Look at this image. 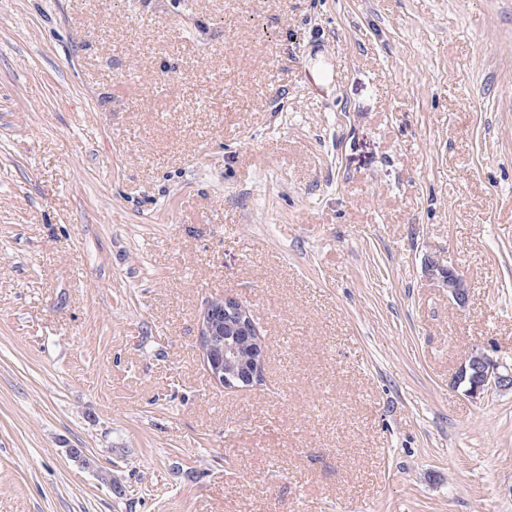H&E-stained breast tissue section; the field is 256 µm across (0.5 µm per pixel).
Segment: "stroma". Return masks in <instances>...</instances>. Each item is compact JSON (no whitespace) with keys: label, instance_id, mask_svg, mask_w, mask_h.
Listing matches in <instances>:
<instances>
[{"label":"stroma","instance_id":"stroma-1","mask_svg":"<svg viewBox=\"0 0 512 512\" xmlns=\"http://www.w3.org/2000/svg\"><path fill=\"white\" fill-rule=\"evenodd\" d=\"M475 348L512 362V0H0V512H512ZM429 271L438 277L444 288H448V297L459 308H464L468 302L469 288L458 268L452 263H448V267L431 264ZM219 305L224 309L221 313L229 316L230 320L227 324H247L253 330L251 342L254 347H258L261 355L263 354L262 340L260 337L259 329L250 313V310L237 298L226 295L221 298L211 300L198 320V338L202 351L204 352V359L206 361L209 373L214 381L224 385L227 389H244L249 388L252 381V373L246 372L241 374L235 371H224V363L217 359L216 353L220 350V343L215 336H218L219 331L213 325L211 320L212 310L211 307ZM240 382L244 385H240ZM450 385L471 399L483 398L485 393L494 391H512V365L476 348L464 358Z\"/></svg>","mask_w":512,"mask_h":512}]
</instances>
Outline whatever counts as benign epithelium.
Instances as JSON below:
<instances>
[{
	"label": "benign epithelium",
	"mask_w": 512,
	"mask_h": 512,
	"mask_svg": "<svg viewBox=\"0 0 512 512\" xmlns=\"http://www.w3.org/2000/svg\"><path fill=\"white\" fill-rule=\"evenodd\" d=\"M432 275L438 277L443 287L448 289V297L460 308L466 306L469 288L458 268L450 263L446 266H430ZM218 305L229 316V323L247 324L253 330L251 342L255 347H262L259 329L250 310L237 298L226 295L210 301L198 320V338L209 373L214 381L226 389L249 387L252 373L241 374L224 370L223 361L217 359L220 350L217 341L218 329L211 320V307ZM450 385L455 390L472 399H479L484 394L494 391H512V365L494 359L482 349L472 350L453 374Z\"/></svg>",
	"instance_id": "benign-epithelium-1"
}]
</instances>
